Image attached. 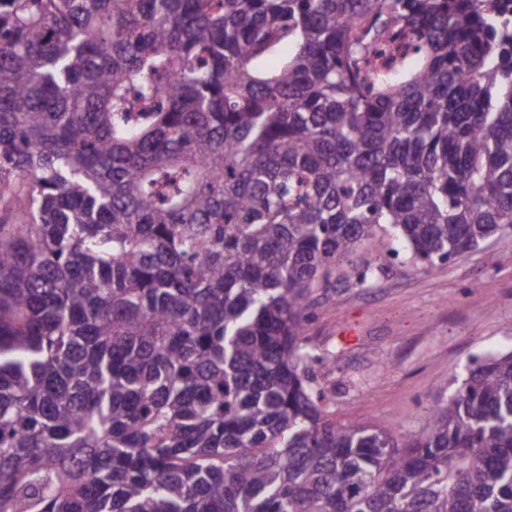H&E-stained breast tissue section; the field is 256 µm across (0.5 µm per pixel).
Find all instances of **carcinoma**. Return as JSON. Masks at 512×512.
I'll use <instances>...</instances> for the list:
<instances>
[{
    "label": "carcinoma",
    "instance_id": "cac0c4a2",
    "mask_svg": "<svg viewBox=\"0 0 512 512\" xmlns=\"http://www.w3.org/2000/svg\"><path fill=\"white\" fill-rule=\"evenodd\" d=\"M511 232L497 0H0V512H512V351L395 437L303 339Z\"/></svg>",
    "mask_w": 512,
    "mask_h": 512
}]
</instances>
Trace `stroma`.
I'll return each instance as SVG.
<instances>
[{
    "instance_id": "1",
    "label": "stroma",
    "mask_w": 512,
    "mask_h": 512,
    "mask_svg": "<svg viewBox=\"0 0 512 512\" xmlns=\"http://www.w3.org/2000/svg\"><path fill=\"white\" fill-rule=\"evenodd\" d=\"M376 258L366 284L320 291L305 337L326 356L313 373L336 420L398 436L476 358L512 350V232L429 271Z\"/></svg>"
}]
</instances>
